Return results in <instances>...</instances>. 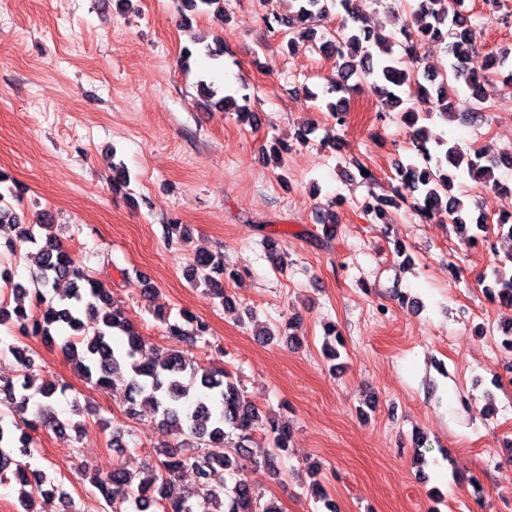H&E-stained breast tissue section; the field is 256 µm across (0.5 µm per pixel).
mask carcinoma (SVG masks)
Returning <instances> with one entry per match:
<instances>
[{
  "mask_svg": "<svg viewBox=\"0 0 512 512\" xmlns=\"http://www.w3.org/2000/svg\"><path fill=\"white\" fill-rule=\"evenodd\" d=\"M462 0H415L410 5L415 28L402 38L394 34L379 35L370 40L362 25L360 10L354 0H293L291 12L282 15L271 12L264 17L266 27H285L288 32L309 35L308 23L329 14L336 7L346 13L347 21L340 33L322 37L320 49L336 57V76L329 92L337 94L327 103L330 112L341 117L346 112V95L360 86H367L390 104L401 108V118L416 127V155L407 162L397 163L400 181L399 196L413 199L423 216L448 219L473 242L484 235L482 218L472 219L463 200L452 194L456 181L467 177L478 183H498L493 156L484 152H469L458 143L439 140L441 150L433 153L427 146L428 131L419 121L434 114L445 120L459 116L455 105L458 86L469 91L465 108L480 110L477 98L487 97L481 77L467 69L466 62L475 49L473 26L460 13ZM217 6L224 12V0H178L181 15L202 12ZM445 44L447 64L438 68H423L422 88L424 111L405 105L402 88L411 83L418 70L421 46L426 43ZM203 54L219 64L224 48L220 44H205L195 50L185 49L183 59ZM489 68L506 72L505 82L512 84V51L505 49L489 55ZM357 78L353 85L352 78ZM199 95L207 105L233 112L242 123L253 124L256 114L232 95H218L205 79L198 81ZM22 193L13 188L0 190V224L19 229V234L38 245L37 271L32 275L34 288L29 289L0 270V281L11 291L32 294L37 309L18 303L11 308L0 303V326L11 323L23 336H40L52 344L64 336L62 349L75 369L88 381L101 388H110L121 381L125 386L127 414H136L138 398L149 401L161 421L175 436L189 432L191 441L166 444L158 452L160 459L148 462L142 469L137 488H132L134 475L116 467L107 475L88 474L85 479L97 490L112 512H121L129 503L137 512H280L272 501H262L248 483L241 464L243 449L251 442L257 428L266 424L272 434V453L264 459L276 468L277 452L288 451V429L268 417L243 398L231 380V373L222 367L202 368L194 365L189 355L173 346L162 356L143 358L145 341L133 324L112 300L109 287L92 277L85 268L68 258L63 245L52 235L54 214L45 211L34 224L18 212ZM224 259L210 253L196 255L190 274L197 286L224 299ZM497 296L512 304V270L501 266L493 270ZM64 280L69 292L59 298L47 296L49 286ZM156 317L166 325V332L178 343L193 344L203 337L205 325L196 317L182 312L180 319L170 320L164 313ZM0 351L10 353L21 367L22 382L0 387V483L15 479L25 487L21 492L23 512L33 508L37 495H46V484L52 483L46 471L33 468L27 459L33 456V433L40 429L65 430L70 424L61 420L54 408L56 387L52 384L38 389L41 400L33 417L28 412L33 394L30 371L34 360L27 349L17 343L0 340ZM192 471L195 487L189 491L177 483L180 473Z\"/></svg>",
  "mask_w": 512,
  "mask_h": 512,
  "instance_id": "carcinoma-1",
  "label": "carcinoma"
}]
</instances>
